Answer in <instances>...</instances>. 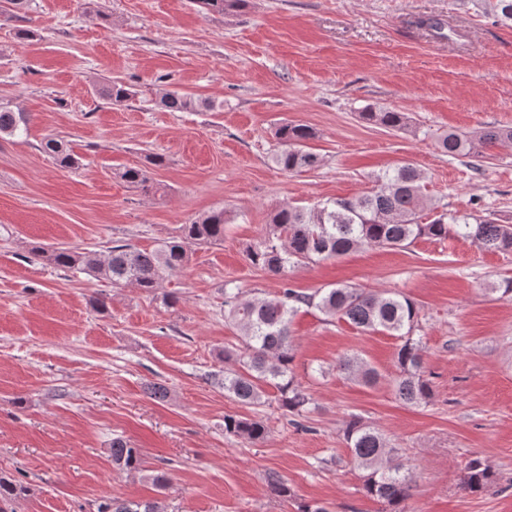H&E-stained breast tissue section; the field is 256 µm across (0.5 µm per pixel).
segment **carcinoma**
I'll return each mask as SVG.
<instances>
[{"instance_id":"obj_1","label":"carcinoma","mask_w":512,"mask_h":512,"mask_svg":"<svg viewBox=\"0 0 512 512\" xmlns=\"http://www.w3.org/2000/svg\"><path fill=\"white\" fill-rule=\"evenodd\" d=\"M203 10L222 12L237 9L245 0H194ZM495 23L512 27V0H484ZM100 94L113 103L126 101L127 86L111 83ZM161 103L172 112L194 106V99L178 92H167ZM361 119L391 130L407 127V115L393 109L369 108ZM24 113L0 103V134L27 133ZM279 148L272 156L282 171L297 173L315 169L319 156L308 146L316 137L305 124L284 123L275 131ZM497 144H512V127L492 128L472 134L450 132L438 141L442 152L457 156L479 154ZM59 166L71 168L78 158L56 139L45 143ZM122 178L138 188H146L149 171L130 168ZM374 189L350 199H335L311 208L285 204L276 209L264 234L250 244L248 263L283 280L279 294L268 298L243 297L240 288L224 291L227 318L241 333V345L224 349V391L244 406L259 405L266 388L276 390L279 407L300 414L311 398L295 380V360L291 325L303 306L314 307L330 318L346 321L363 333L386 332L401 340L396 352L397 375L393 379L395 397L406 405L417 406L431 399V385L423 370V347L413 338L419 311L415 302L397 291L374 292L338 284L310 294L289 286L288 271L307 262L339 258L351 251L367 248H402L419 238L446 239L449 234L470 239L493 252H512V224H499L475 214H458L428 205L421 172L410 164L386 169L374 177ZM433 213L426 220L424 211ZM224 210H213L180 227V233L164 240L151 251L130 244L115 245L106 255L79 252L60 247L51 251L37 246L33 251L64 268L80 267L101 276L114 285L154 292L164 279L180 272L189 260L193 245L224 241ZM339 369L364 385L377 382L378 372L357 356L339 360ZM224 432L247 441L265 437L267 426L259 419L239 415L224 416ZM343 437L354 466L366 472L364 494L384 505L383 512H403L400 504L410 496L411 477L402 465L392 463L396 448L385 434L359 418L345 422ZM112 464L127 470L140 469V450L122 437L112 438L109 448ZM463 487L471 493H483L497 485V478L479 458L469 459L463 471ZM25 493L15 481L0 477V512H8L13 501ZM98 512H162L155 500L129 501L114 498L102 504Z\"/></svg>"}]
</instances>
